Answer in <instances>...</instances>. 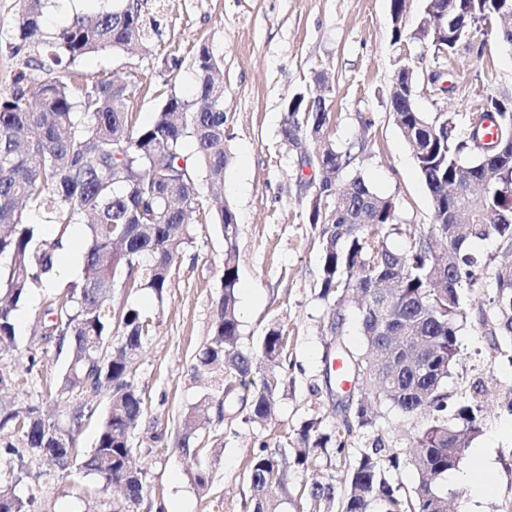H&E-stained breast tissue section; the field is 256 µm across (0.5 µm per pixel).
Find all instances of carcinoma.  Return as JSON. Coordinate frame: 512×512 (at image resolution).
<instances>
[{
    "mask_svg": "<svg viewBox=\"0 0 512 512\" xmlns=\"http://www.w3.org/2000/svg\"><path fill=\"white\" fill-rule=\"evenodd\" d=\"M444 13L443 26L421 25L410 38L440 54L458 42L446 27H480L488 16L502 39L512 40V0H426ZM43 0H23L15 21L13 51L33 49L59 71L0 92V258L10 261L0 280V345L14 341V311L39 274L56 276L55 258L74 224L82 225L84 276L57 289L39 322L40 335L68 350L59 395L77 399L106 393L98 440L90 454L78 447L76 433L94 411L73 406L69 425L47 419L36 404L17 408L5 396L14 382L0 365V431L11 429L23 446L0 440V512H35L36 499L16 494L37 462L58 475L81 461L102 489L116 487L121 497L112 512H133L143 498L141 472L133 469V438L145 417L144 399L133 382L138 359L150 340L153 318L138 307H113L116 280L145 290L157 301L166 296L184 248L197 223L219 226L224 240L223 290L215 305L211 338L196 356L193 376H206L221 395L224 412L246 424L275 416V367L286 350V336L272 325L260 353L271 378L255 387L257 358L240 345L236 305L239 279V226L224 202V170L229 163L221 64L206 45L197 48L198 82L192 96L170 91L148 125L129 111L136 82L103 74L87 83L72 68L85 56L134 45L153 52L156 20L148 0H122L112 11L76 14L65 26L47 31ZM395 121L418 153L416 163L430 196L432 224L424 232L397 221L392 198L376 193L352 172L354 149L329 136L331 114L325 98L293 95L281 127L282 140L295 145L304 133L319 155L318 180L306 220L321 251L320 295L332 302L327 324L331 341L325 361L340 363L336 386L354 382L357 397L329 431L311 419L297 430L291 455L260 444L247 467L248 508L279 512L290 497L288 457L306 471L321 456L336 457L335 470L300 490L307 512H448L441 481L466 455L483 431L484 399L489 389L473 382L462 392L448 390L451 369L461 356L459 328L473 320L484 341L486 361L494 363L512 343V265L500 253L512 251V107L500 99L499 122L459 132L448 112L417 110L415 94L389 88ZM205 189H200V186ZM43 211L59 226L44 237L26 212ZM404 236L409 247L396 250L391 238ZM493 239L497 251L481 258L468 243ZM486 288L488 299L473 309L462 302L466 290ZM363 349L344 339L353 296ZM394 409L421 421L408 453H386L381 420ZM209 422L193 406L181 414L175 446L185 454L208 455L195 481L208 490L212 461L224 446V433L212 431L211 447L201 448L199 433ZM366 439L351 447V437ZM411 468L418 482L410 489L393 475Z\"/></svg>",
    "mask_w": 512,
    "mask_h": 512,
    "instance_id": "1",
    "label": "carcinoma"
}]
</instances>
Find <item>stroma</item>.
Here are the masks:
<instances>
[{
	"instance_id": "35a3bbf8",
	"label": "stroma",
	"mask_w": 512,
	"mask_h": 512,
	"mask_svg": "<svg viewBox=\"0 0 512 512\" xmlns=\"http://www.w3.org/2000/svg\"><path fill=\"white\" fill-rule=\"evenodd\" d=\"M160 29L154 54L108 49L81 60L77 69L91 79L106 69L118 77L136 78L140 90L130 103L138 122L158 110L164 89L161 57L176 50L182 64L174 88L190 95L195 87L193 54L209 46L223 64L224 110L231 163L224 175V197L239 224L241 348L259 353L272 324L288 334L287 359L276 390L277 412L264 426L224 420V449L213 467L208 492L195 484L197 460L174 446L181 412L209 393L207 381L195 380L191 367L211 333L215 303L222 292L223 237L216 225H199L177 268L164 302L145 291L116 287L115 306L130 303L159 312L160 324L137 364L134 384L146 400L147 414L135 433L134 463L142 472L144 498L137 512L175 506L180 512H248L245 468L260 442L290 448L305 421L321 419L332 428L340 409L325 396L314 395L323 383V327L329 304L319 296L320 249L305 221L306 205L317 171L302 165L298 151L282 141L280 128L286 103L297 93L316 89L325 75L331 114L330 135L337 143H364L356 170L380 195L393 198L399 223L428 227L429 195L413 151L401 134L389 104L393 75L410 68L419 85L416 105L423 112H448L458 125L483 111L489 100L512 95V46L503 42L496 24L474 31L454 54L444 56L409 38L424 16L425 0H406L405 37L395 38L390 0H161ZM18 0H0V91L13 89L18 72L39 78L26 63L27 53H13ZM446 73L453 92L425 85L430 71ZM48 293L31 288L14 313L13 347L0 350V364L14 373L12 395L17 405L30 403L67 422V402L54 401L50 386L58 384L67 354L45 344L39 320ZM461 358L448 386L464 390L476 378L489 388L487 422L470 443L487 449L490 468L486 487L476 496L467 477L469 460L449 471L443 486L458 494L464 512H512V350L487 363L477 328L464 324L458 332ZM92 477L71 468L66 480L52 485L29 477L19 494H35L36 512H109L113 491L97 492Z\"/></svg>"
}]
</instances>
